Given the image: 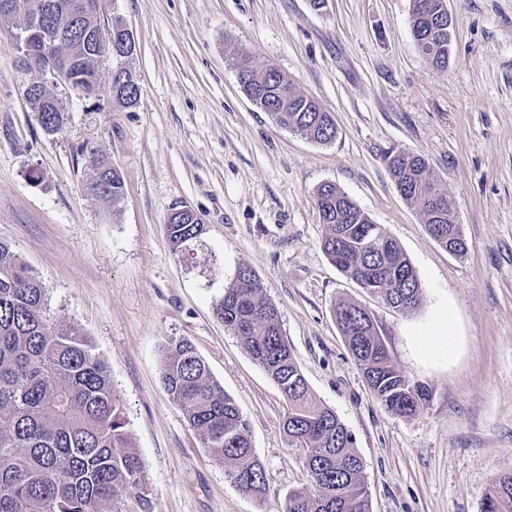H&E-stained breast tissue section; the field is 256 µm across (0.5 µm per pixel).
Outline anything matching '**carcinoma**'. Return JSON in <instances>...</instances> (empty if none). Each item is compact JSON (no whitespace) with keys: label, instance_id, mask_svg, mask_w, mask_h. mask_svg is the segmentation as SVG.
I'll list each match as a JSON object with an SVG mask.
<instances>
[{"label":"carcinoma","instance_id":"1","mask_svg":"<svg viewBox=\"0 0 512 512\" xmlns=\"http://www.w3.org/2000/svg\"><path fill=\"white\" fill-rule=\"evenodd\" d=\"M440 0H410V27L419 50L437 68L448 65L451 41L441 27ZM63 18L17 17L16 38L32 30L33 47L50 42ZM78 54L69 77L83 86L85 97L101 89L99 64ZM246 94L282 127L318 144L336 137L330 113L282 84L273 69L245 66L240 70ZM140 92L115 81L112 100L126 107ZM31 104L48 132L60 128L62 109ZM401 196L419 209L437 243L453 240L454 255L466 242L453 221L454 201L437 186L426 160L404 151L384 155ZM95 194L114 202L124 195L118 170L99 161ZM315 204L327 231L321 240L326 256L365 289L377 288L400 313L420 307L423 290L401 248L389 238L377 239L372 220L343 190L321 185ZM173 252L195 240L196 225L166 224ZM224 323L277 386L288 403L283 430L303 444L311 488L288 493L284 512H371L364 465L354 438L336 413L317 401L281 329L279 312L266 297L261 279L250 268L238 269L214 305ZM346 347L364 380L384 408L399 416L417 414L429 400L425 386L392 365L373 319L361 306L340 302L334 309ZM165 389L204 447L243 493L263 498L268 491L262 461L255 455L247 423L237 404L224 392L198 356L193 343L170 344L162 363ZM141 459L128 440L121 402L113 389L108 365L93 353L80 331L55 323L47 311L41 281L6 243L0 242V512H103L129 490H144ZM486 503L488 512H512V475L498 479Z\"/></svg>","mask_w":512,"mask_h":512}]
</instances>
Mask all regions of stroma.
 Listing matches in <instances>:
<instances>
[{
	"label": "stroma",
	"mask_w": 512,
	"mask_h": 512,
	"mask_svg": "<svg viewBox=\"0 0 512 512\" xmlns=\"http://www.w3.org/2000/svg\"><path fill=\"white\" fill-rule=\"evenodd\" d=\"M446 5L452 53L436 68L413 39L410 0H105L102 29L134 36L131 108L23 68L16 19L0 16V241L110 367L146 475L118 512H282L309 488L286 402L213 313L242 266L263 281L312 395L353 434L372 512H481L512 473V0ZM246 62L318 100L335 139L315 143L257 108L239 81ZM34 82L64 109L58 132L25 97ZM392 148L423 156L454 199L464 256L400 196L382 160ZM101 155L124 179L119 203L90 190ZM326 182L399 244L418 310L396 312L327 259L315 205ZM185 206L206 232L176 253L166 224ZM341 301L369 310L395 368L429 389L418 414L372 396L334 318ZM447 322L453 350L426 351ZM184 338L248 424L263 499L213 462L162 385L163 353Z\"/></svg>",
	"instance_id": "stroma-1"
}]
</instances>
